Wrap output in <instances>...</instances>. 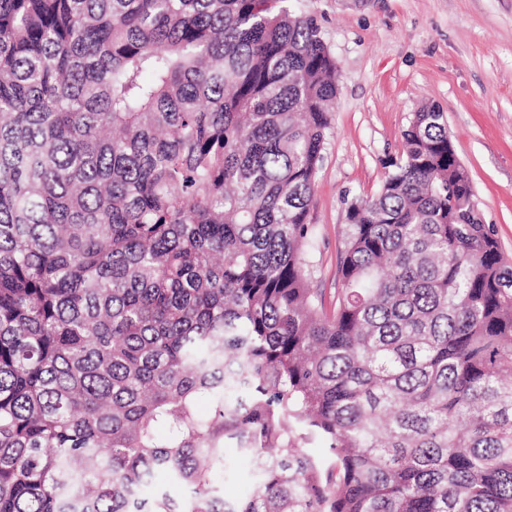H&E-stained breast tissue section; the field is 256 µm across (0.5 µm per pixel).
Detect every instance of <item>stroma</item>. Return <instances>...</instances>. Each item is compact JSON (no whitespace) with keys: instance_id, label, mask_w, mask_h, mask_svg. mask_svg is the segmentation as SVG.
Returning a JSON list of instances; mask_svg holds the SVG:
<instances>
[{"instance_id":"1","label":"stroma","mask_w":512,"mask_h":512,"mask_svg":"<svg viewBox=\"0 0 512 512\" xmlns=\"http://www.w3.org/2000/svg\"><path fill=\"white\" fill-rule=\"evenodd\" d=\"M313 17L339 68L332 134L315 185L313 287L333 298L352 199L376 193L402 132L433 102L467 169L474 201L512 260V0H286ZM224 487L251 495L254 465L225 443Z\"/></svg>"}]
</instances>
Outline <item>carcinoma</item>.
I'll return each mask as SVG.
<instances>
[{"label": "carcinoma", "instance_id": "cac0c4a2", "mask_svg": "<svg viewBox=\"0 0 512 512\" xmlns=\"http://www.w3.org/2000/svg\"><path fill=\"white\" fill-rule=\"evenodd\" d=\"M281 2L0 0V512H512V261L425 105L311 287L338 66ZM225 458L227 469L224 472V487L229 496L237 499L252 494L255 471L252 459L237 450L234 440H226Z\"/></svg>", "mask_w": 512, "mask_h": 512}]
</instances>
